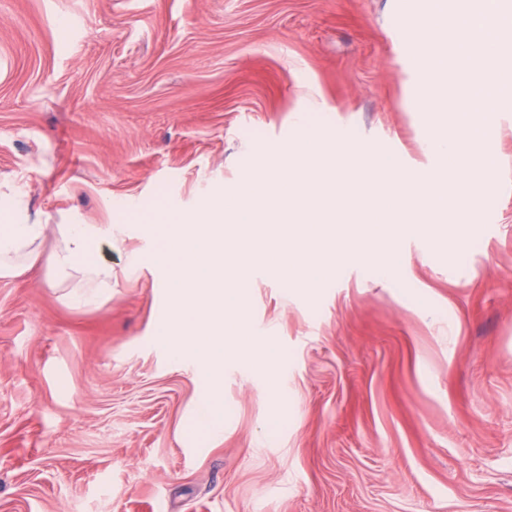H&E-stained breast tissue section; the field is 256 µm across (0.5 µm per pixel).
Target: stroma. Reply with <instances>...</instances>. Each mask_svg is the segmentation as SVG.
<instances>
[{
	"label": "stroma",
	"mask_w": 512,
	"mask_h": 512,
	"mask_svg": "<svg viewBox=\"0 0 512 512\" xmlns=\"http://www.w3.org/2000/svg\"><path fill=\"white\" fill-rule=\"evenodd\" d=\"M407 0H0V225L46 224L0 277V512H512V106L491 211L456 255L405 240L392 282L247 281L272 373L205 381L156 342L157 212L188 215L300 123L430 165ZM57 224L112 237L110 290L57 282Z\"/></svg>",
	"instance_id": "stroma-1"
}]
</instances>
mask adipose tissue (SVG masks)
<instances>
[{
	"mask_svg": "<svg viewBox=\"0 0 512 512\" xmlns=\"http://www.w3.org/2000/svg\"><path fill=\"white\" fill-rule=\"evenodd\" d=\"M45 231L41 224H4L0 226V276L37 270L42 263L38 245ZM57 246L51 257L55 271L77 270L80 286L74 295L91 299L100 294L112 277L110 266L98 262L95 255L102 236L92 224H60L56 227Z\"/></svg>",
	"mask_w": 512,
	"mask_h": 512,
	"instance_id": "1",
	"label": "adipose tissue"
}]
</instances>
